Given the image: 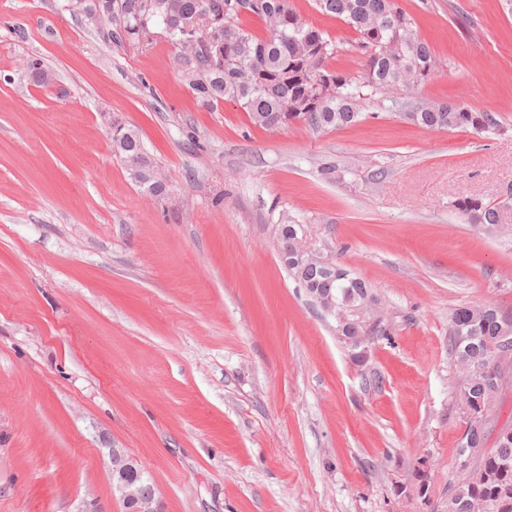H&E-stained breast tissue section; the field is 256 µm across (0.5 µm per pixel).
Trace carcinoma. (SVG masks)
I'll return each instance as SVG.
<instances>
[{
  "label": "carcinoma",
  "instance_id": "obj_1",
  "mask_svg": "<svg viewBox=\"0 0 512 512\" xmlns=\"http://www.w3.org/2000/svg\"><path fill=\"white\" fill-rule=\"evenodd\" d=\"M237 0H84L83 12L112 10V37L118 41H148L159 27L175 44L195 42L190 56L177 55V73L204 106L216 108L233 102L259 127L274 130L294 120L315 129H342L358 124L357 103L377 94L389 99L393 92L415 84L413 73L438 66L435 53L418 37L415 21L397 0H316L321 13L333 15L357 34L353 48L362 55L363 74L356 80L329 66L339 47L329 35L303 20L288 0H257L243 15ZM266 22L268 35L259 38L242 24L244 16ZM334 85L337 95L321 96L323 83ZM419 127L429 130L472 129L500 131L492 112L446 103L422 106L410 114ZM112 149L131 165L130 178L146 192L159 196L151 180L155 160L139 134L122 127ZM457 210L469 224L493 226L499 221L496 206L480 198L458 200ZM313 299L329 289L336 304L347 310L370 297L368 285L338 265L336 280L321 267H288ZM512 335V315L491 304L463 307L450 319V351L462 377V403L471 414L490 411L497 393L493 374L509 359L497 349L500 336ZM484 449L473 458L471 471L448 485L446 512H512V420L494 439L482 436L465 422L458 440L457 458L470 443Z\"/></svg>",
  "mask_w": 512,
  "mask_h": 512
}]
</instances>
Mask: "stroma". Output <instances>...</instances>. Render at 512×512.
Here are the masks:
<instances>
[{
    "mask_svg": "<svg viewBox=\"0 0 512 512\" xmlns=\"http://www.w3.org/2000/svg\"><path fill=\"white\" fill-rule=\"evenodd\" d=\"M397 2L443 62L402 102L500 132L427 130L382 98L352 128L266 130L202 106L164 35L118 43L72 0H0V512H123L116 448L162 512H444L465 427L450 316L512 312V210L486 233L454 207L512 187V13ZM289 3L360 77L355 32ZM116 124L164 196L131 179ZM285 216L377 298L364 363L282 265ZM410 117L417 126L429 130L470 128L478 133L501 130L494 113L461 106L450 107L448 103L421 106L416 113H410ZM112 135V149L113 152L117 151L128 164L130 177L133 181L139 184L147 193L154 196H161L162 188L165 191V181L159 173V168L155 160L148 154L143 146L139 134L130 128L120 126L118 138ZM136 162V166L131 168V165ZM154 172V182L151 180L152 172ZM157 187H155V186Z\"/></svg>",
    "mask_w": 512,
    "mask_h": 512,
    "instance_id": "stroma-1",
    "label": "stroma"
}]
</instances>
